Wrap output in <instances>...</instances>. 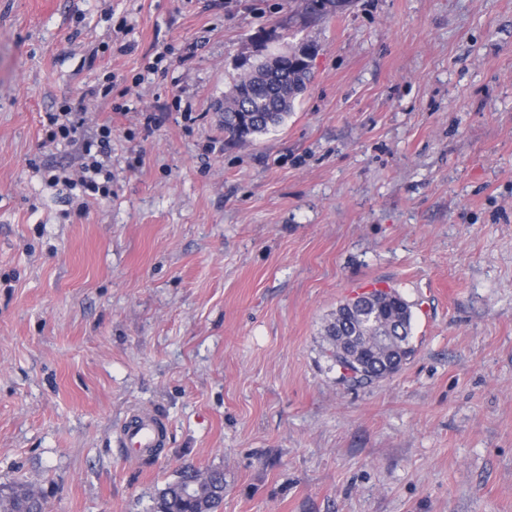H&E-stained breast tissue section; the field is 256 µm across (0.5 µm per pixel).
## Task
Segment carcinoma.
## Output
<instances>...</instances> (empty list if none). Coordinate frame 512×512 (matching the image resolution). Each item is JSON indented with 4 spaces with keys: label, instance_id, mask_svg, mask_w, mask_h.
I'll return each mask as SVG.
<instances>
[{
    "label": "carcinoma",
    "instance_id": "cac0c4a2",
    "mask_svg": "<svg viewBox=\"0 0 512 512\" xmlns=\"http://www.w3.org/2000/svg\"><path fill=\"white\" fill-rule=\"evenodd\" d=\"M347 0H303V10L312 17L342 10ZM311 64L293 53L281 59V66L269 74L266 61L241 70L228 93L224 95L227 112L221 125L228 140L246 144L254 135L280 125L292 111L298 94L312 84ZM351 311L334 315L325 326L327 354L354 384H368L385 377L372 363L359 365L353 355L342 353L337 337L370 336L393 329L404 332L402 340L378 353V361L395 356L405 361L412 354L409 336L411 310L402 296L393 291L376 290L350 302ZM224 501V471L200 472L194 465H184L178 478L167 484L158 495L157 512H217ZM0 512H47L42 493L24 482L0 487Z\"/></svg>",
    "mask_w": 512,
    "mask_h": 512
}]
</instances>
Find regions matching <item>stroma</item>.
Listing matches in <instances>:
<instances>
[{
  "label": "stroma",
  "instance_id": "stroma-1",
  "mask_svg": "<svg viewBox=\"0 0 512 512\" xmlns=\"http://www.w3.org/2000/svg\"><path fill=\"white\" fill-rule=\"evenodd\" d=\"M302 42L293 112L225 141L241 57ZM77 101L112 122L82 210L42 126ZM388 287L414 352L350 385L323 327ZM188 463L218 512H512V0H0V485L153 512ZM167 431L168 421L161 412L153 408L138 410L123 425L117 443L127 458H149L154 448L164 447Z\"/></svg>",
  "mask_w": 512,
  "mask_h": 512
}]
</instances>
